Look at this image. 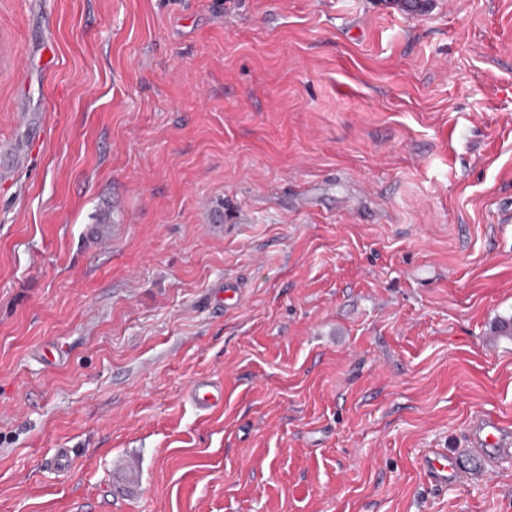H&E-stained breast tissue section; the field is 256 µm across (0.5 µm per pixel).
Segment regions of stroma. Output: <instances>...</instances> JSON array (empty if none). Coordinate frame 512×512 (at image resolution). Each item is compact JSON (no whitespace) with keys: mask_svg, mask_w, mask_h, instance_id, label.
<instances>
[{"mask_svg":"<svg viewBox=\"0 0 512 512\" xmlns=\"http://www.w3.org/2000/svg\"><path fill=\"white\" fill-rule=\"evenodd\" d=\"M510 318L512 0H0V512H512ZM189 396L198 409L209 411L224 400V390L221 385L201 382L191 388ZM471 452L480 458L488 471L497 460L512 454V431L497 417L477 413L470 423ZM422 467L435 482L441 485L461 482L467 474L454 452L432 448L422 457Z\"/></svg>","mask_w":512,"mask_h":512,"instance_id":"35a3bbf8","label":"stroma"}]
</instances>
